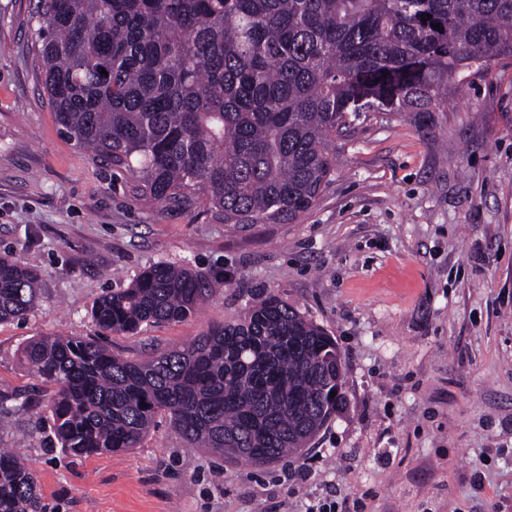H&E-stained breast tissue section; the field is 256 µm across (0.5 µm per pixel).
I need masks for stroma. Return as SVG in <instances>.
<instances>
[{
	"mask_svg": "<svg viewBox=\"0 0 512 512\" xmlns=\"http://www.w3.org/2000/svg\"><path fill=\"white\" fill-rule=\"evenodd\" d=\"M40 0H0V256L44 272L37 307L0 323V447L33 468L46 512H512V57L448 84L429 112L370 113L336 139L315 206L226 224L148 206L125 170L58 124L32 56ZM169 262L229 282L193 318L101 336L97 298ZM333 336L342 411L258 468L192 448L159 420L138 447L66 456L21 356L41 336L103 338L143 361L258 296Z\"/></svg>",
	"mask_w": 512,
	"mask_h": 512,
	"instance_id": "35a3bbf8",
	"label": "stroma"
}]
</instances>
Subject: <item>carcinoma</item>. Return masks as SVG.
Masks as SVG:
<instances>
[{
  "mask_svg": "<svg viewBox=\"0 0 512 512\" xmlns=\"http://www.w3.org/2000/svg\"><path fill=\"white\" fill-rule=\"evenodd\" d=\"M37 23L43 89L75 145L125 169L143 202L200 201L226 224L295 221L352 120L429 112L448 80L512 56V0H41ZM42 277L0 257V323L37 306ZM225 283L156 263L101 295L93 319L112 335L180 323ZM23 356L73 458L134 448L164 418L190 446L270 464L342 399L336 341L274 294L144 361L69 336ZM44 508L32 468L0 448V512Z\"/></svg>",
  "mask_w": 512,
  "mask_h": 512,
  "instance_id": "carcinoma-1",
  "label": "carcinoma"
}]
</instances>
